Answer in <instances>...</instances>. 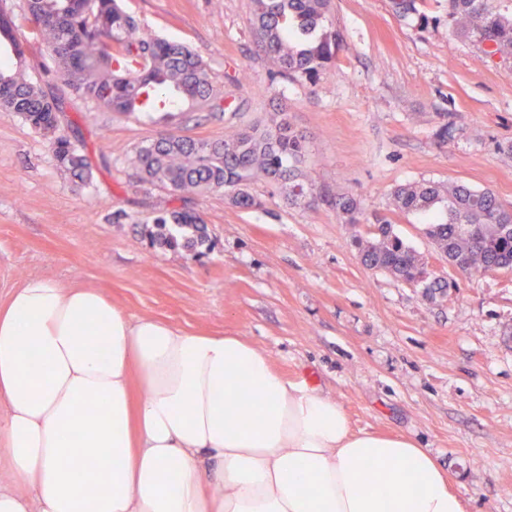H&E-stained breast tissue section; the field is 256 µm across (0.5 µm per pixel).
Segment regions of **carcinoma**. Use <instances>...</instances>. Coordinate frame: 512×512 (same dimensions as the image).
Returning <instances> with one entry per match:
<instances>
[{"instance_id":"obj_1","label":"carcinoma","mask_w":512,"mask_h":512,"mask_svg":"<svg viewBox=\"0 0 512 512\" xmlns=\"http://www.w3.org/2000/svg\"><path fill=\"white\" fill-rule=\"evenodd\" d=\"M430 0H392L402 17L426 27L436 19L425 9ZM55 10L59 21L40 25V16ZM332 0H251V31L270 59L274 74L315 85L332 70L341 33L330 18ZM31 41L49 53L52 71L64 86L109 112L175 111L178 105L202 107L214 98V87L202 58L188 46L154 37L139 29L118 0H32L28 3ZM455 37L484 43L488 58L512 57V12L502 13L489 0H448ZM0 68V108L19 114L49 143L63 172L81 182L92 177L89 156L65 134L61 107L25 74L26 51ZM306 149L305 137L284 116L264 126L236 131L222 139L192 138L167 132L138 147L134 166L140 182L180 199L224 190L232 202L251 208L259 202L245 186L256 178L288 182L298 178L296 164ZM324 201L350 224L368 226L356 239L362 263L412 283L426 262L394 231L385 215L366 216L360 202L344 193L325 194ZM446 203L445 220L425 228L437 251L460 266V274L480 279L495 270H512V211L490 190L463 185L442 188L431 183L398 187L393 211L425 212ZM159 232L153 242L190 252L209 243L206 225L191 210H172L153 219ZM191 229L182 238L167 225Z\"/></svg>"}]
</instances>
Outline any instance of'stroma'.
<instances>
[{"label":"stroma","instance_id":"35a3bbf8","mask_svg":"<svg viewBox=\"0 0 512 512\" xmlns=\"http://www.w3.org/2000/svg\"><path fill=\"white\" fill-rule=\"evenodd\" d=\"M119 2L142 30L199 53L218 95L169 121L109 112L69 93L45 50H31L28 77L62 98L64 130L94 169L90 182L72 179L41 134L0 110V302L42 276L105 289L134 319L244 337L283 378L336 399L354 430L431 449L467 512H512V272L456 273L423 232L444 204L390 209L395 189L415 182L488 189L512 208V58L453 39L441 0L425 29L390 0H333L343 44L336 68L310 86L272 79L250 0ZM281 110L306 138L302 184L389 214L451 288L430 299L367 269L354 244L365 225L294 198L288 185L250 182L260 202L250 209L221 190L180 202L140 183L132 165L139 146L166 132L218 139ZM180 207L209 230L194 256L150 242L154 217Z\"/></svg>","mask_w":512,"mask_h":512}]
</instances>
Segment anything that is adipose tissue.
<instances>
[{"label": "adipose tissue", "instance_id": "obj_1", "mask_svg": "<svg viewBox=\"0 0 512 512\" xmlns=\"http://www.w3.org/2000/svg\"><path fill=\"white\" fill-rule=\"evenodd\" d=\"M257 399L240 403L242 384ZM0 512H466L429 449L354 432L238 336L25 279L0 304Z\"/></svg>", "mask_w": 512, "mask_h": 512}]
</instances>
